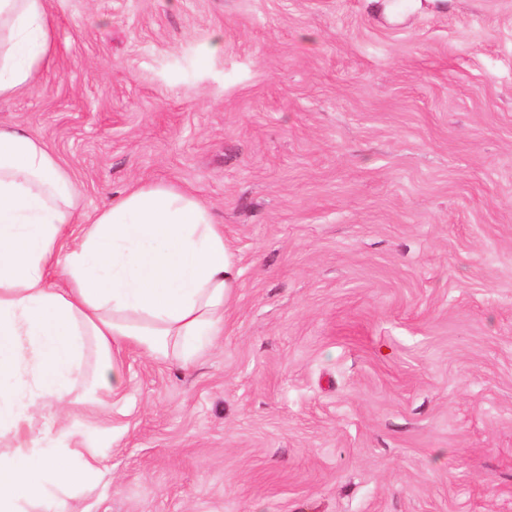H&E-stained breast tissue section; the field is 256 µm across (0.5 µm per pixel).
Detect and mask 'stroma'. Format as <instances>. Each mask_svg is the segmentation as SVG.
I'll use <instances>...</instances> for the list:
<instances>
[{
	"label": "stroma",
	"mask_w": 512,
	"mask_h": 512,
	"mask_svg": "<svg viewBox=\"0 0 512 512\" xmlns=\"http://www.w3.org/2000/svg\"><path fill=\"white\" fill-rule=\"evenodd\" d=\"M0 125L94 213L189 192L240 271L191 364L71 406L38 512H512V0H50ZM374 3V9L381 13L386 20L392 18L395 12L401 14L400 20L426 7H443L446 0H369ZM394 1V2H393Z\"/></svg>",
	"instance_id": "35a3bbf8"
}]
</instances>
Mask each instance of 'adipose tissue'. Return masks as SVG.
<instances>
[{"label":"adipose tissue","mask_w":512,"mask_h":512,"mask_svg":"<svg viewBox=\"0 0 512 512\" xmlns=\"http://www.w3.org/2000/svg\"><path fill=\"white\" fill-rule=\"evenodd\" d=\"M53 41L49 0H0V101L32 85ZM76 193L41 140L0 126V512L96 475V453L76 456L56 409L121 393L125 348L189 360L223 332L238 286L224 228L193 196L140 184L86 215Z\"/></svg>","instance_id":"obj_1"}]
</instances>
